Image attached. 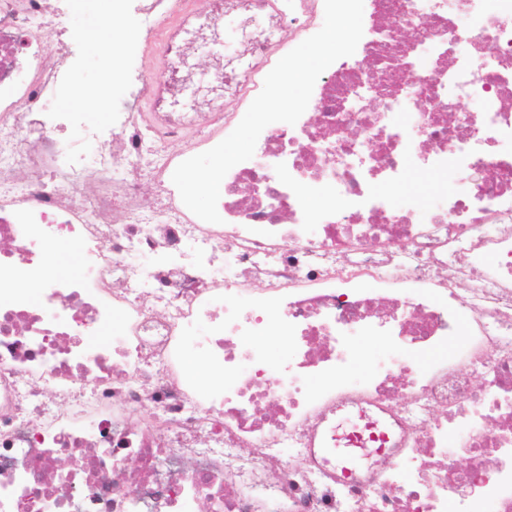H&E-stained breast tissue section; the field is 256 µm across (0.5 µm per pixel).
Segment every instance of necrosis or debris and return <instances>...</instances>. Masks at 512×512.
<instances>
[{"label": "necrosis or debris", "instance_id": "1", "mask_svg": "<svg viewBox=\"0 0 512 512\" xmlns=\"http://www.w3.org/2000/svg\"><path fill=\"white\" fill-rule=\"evenodd\" d=\"M160 2L154 119L113 113L90 150L81 113L65 148L44 110L77 48L52 0H0V512H512V0H370L355 53L227 173L218 224L158 148L201 125L216 146L215 103L324 0ZM229 16L200 83L189 50ZM409 156L458 185L395 206ZM368 338L387 352L348 377Z\"/></svg>", "mask_w": 512, "mask_h": 512}]
</instances>
